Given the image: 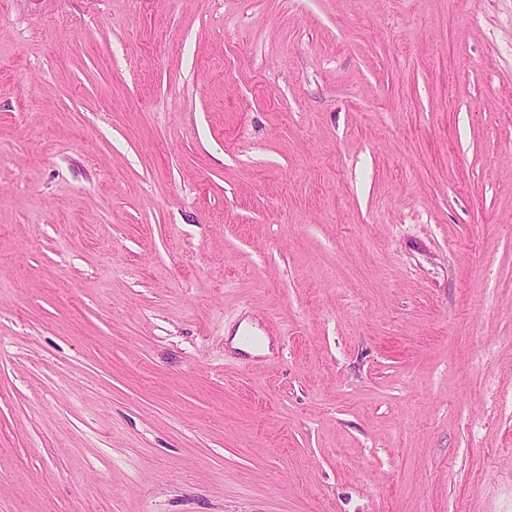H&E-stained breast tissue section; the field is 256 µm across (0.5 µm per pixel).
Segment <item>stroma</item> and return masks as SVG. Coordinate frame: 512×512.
Segmentation results:
<instances>
[{
	"instance_id": "1",
	"label": "stroma",
	"mask_w": 512,
	"mask_h": 512,
	"mask_svg": "<svg viewBox=\"0 0 512 512\" xmlns=\"http://www.w3.org/2000/svg\"><path fill=\"white\" fill-rule=\"evenodd\" d=\"M0 512H512V0H0Z\"/></svg>"
}]
</instances>
